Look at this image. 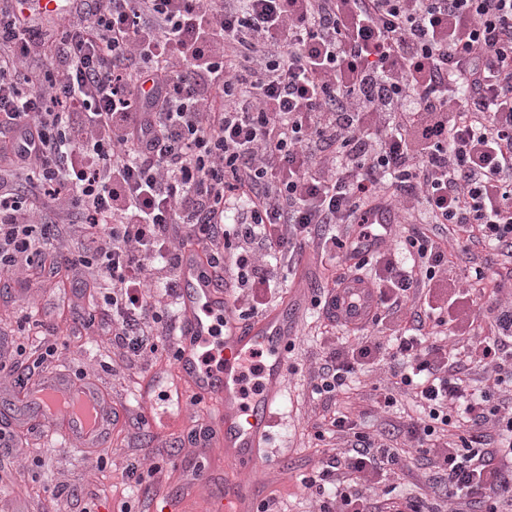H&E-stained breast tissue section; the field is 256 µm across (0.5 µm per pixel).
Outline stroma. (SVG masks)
Listing matches in <instances>:
<instances>
[{
  "mask_svg": "<svg viewBox=\"0 0 512 512\" xmlns=\"http://www.w3.org/2000/svg\"><path fill=\"white\" fill-rule=\"evenodd\" d=\"M300 272V287H288L286 293L287 298L298 299L302 317L288 355L281 421L273 438L276 453L242 473L240 479L261 486L266 493L279 490L282 512H319L321 497L305 492L301 478L322 468L323 457L316 450L308 426L322 409L320 401L312 396V382L322 355L337 338L326 333L321 311L311 304L324 274L323 266L317 257L309 255ZM64 303L75 312L87 309L77 274L63 279L45 272L27 278L0 277V332L13 334L16 343L31 349L24 316L32 311L37 320L58 324L59 336H68L69 327L60 322L58 315V308ZM50 369L73 377L87 375L109 400L127 405L131 419L124 429L139 435L147 453L132 463L125 446L107 448L106 466L101 469L87 449L41 426L38 417H31L33 431L27 436V447L17 451L0 447V512H9L14 502L21 503L26 512H144L151 497L170 491L175 482L173 470L160 465L152 457V449L174 448L179 459L190 455L192 447L185 442L187 432L195 420L208 416V408L185 403L180 414L170 416L159 435L139 432L134 420L142 409L132 401L129 391L140 369L128 365L123 349L109 342L98 345L87 338L72 341L53 359ZM387 377L388 366L382 362L356 378L350 407L365 432L396 433L401 423L418 414L417 402L410 395L401 396L390 410L377 408L373 389L383 385ZM433 494L432 471L423 462L410 459L398 475L376 485L372 498L380 507L386 499L396 496Z\"/></svg>",
  "mask_w": 512,
  "mask_h": 512,
  "instance_id": "obj_1",
  "label": "stroma"
}]
</instances>
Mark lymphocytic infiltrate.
<instances>
[{
  "label": "lymphocytic infiltrate",
  "instance_id": "lymphocytic-infiltrate-1",
  "mask_svg": "<svg viewBox=\"0 0 512 512\" xmlns=\"http://www.w3.org/2000/svg\"><path fill=\"white\" fill-rule=\"evenodd\" d=\"M0 0V272L85 274L101 325L132 363L171 353L184 250H198L240 317L263 315L306 248L361 269L375 255L384 349L354 330L330 347L314 394L317 440L345 451L303 477L321 512H371L363 489L404 463L335 403L363 366L393 363L383 406L415 391L404 425L444 498L512 505V400L471 392L453 351L428 344L464 295L425 288L455 251L512 258V0H73L51 25ZM452 226L369 249L377 216ZM359 228L356 239L336 233ZM467 356L512 388V301ZM493 424L442 438L453 415Z\"/></svg>",
  "mask_w": 512,
  "mask_h": 512
}]
</instances>
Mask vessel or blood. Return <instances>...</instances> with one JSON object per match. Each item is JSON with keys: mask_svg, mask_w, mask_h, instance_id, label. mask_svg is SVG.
<instances>
[{"mask_svg": "<svg viewBox=\"0 0 512 512\" xmlns=\"http://www.w3.org/2000/svg\"><path fill=\"white\" fill-rule=\"evenodd\" d=\"M179 355L176 371L181 382L212 409V437L199 441L191 460L181 463L176 491L156 499L153 512H180L182 504L204 497V512H250L260 489L239 481L268 456V448L283 399L291 328L296 307L282 302L252 321L239 322L216 279L196 251L181 261ZM378 306L374 288L350 278L337 286L330 308L339 322L363 325ZM257 358L262 385L246 395L243 364ZM154 378L140 391V404L151 430L158 414L151 395ZM20 412L46 418L66 438L86 448H105L108 409L93 386L63 383L46 375L17 397Z\"/></svg>", "mask_w": 512, "mask_h": 512, "instance_id": "1", "label": "vessel or blood"}]
</instances>
